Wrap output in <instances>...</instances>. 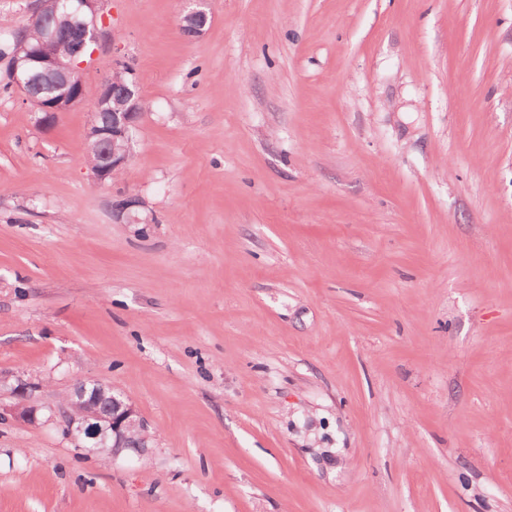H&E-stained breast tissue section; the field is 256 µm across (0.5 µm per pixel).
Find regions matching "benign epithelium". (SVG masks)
Here are the masks:
<instances>
[{
	"instance_id": "7a95c632",
	"label": "benign epithelium",
	"mask_w": 512,
	"mask_h": 512,
	"mask_svg": "<svg viewBox=\"0 0 512 512\" xmlns=\"http://www.w3.org/2000/svg\"><path fill=\"white\" fill-rule=\"evenodd\" d=\"M99 0H41L40 9L32 16L30 25L39 30L37 43L23 56L11 59V83L23 99L42 113V121L53 123L58 116L84 102L85 84L76 59L86 45L99 40L96 4ZM63 13L66 25L57 22ZM209 22L204 10H194L181 18V29L188 37L201 36ZM93 120L87 133V152L96 156L93 171L98 180L113 177L128 164L133 135L138 129L144 110L137 82H117L106 78L92 99ZM20 402L12 415L27 423L37 422V408L27 404L32 386L22 381L16 386ZM110 396L112 410L102 413L95 404L100 396ZM62 432L81 442L90 453L102 451L100 443L112 437L110 452L116 457L128 432H142V450L152 447L154 437L145 432L146 426L135 407L112 387L99 384L93 397L87 389L69 394L59 408Z\"/></svg>"
}]
</instances>
